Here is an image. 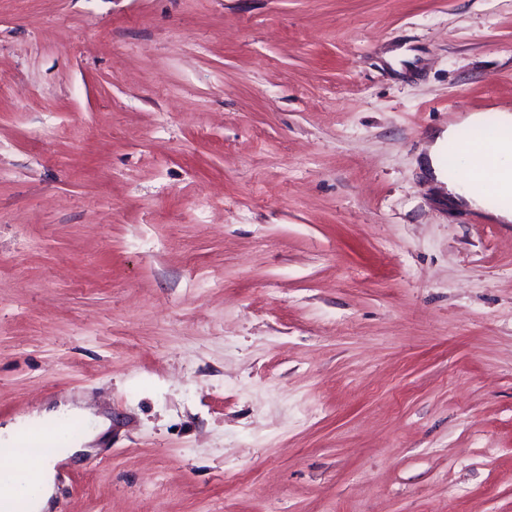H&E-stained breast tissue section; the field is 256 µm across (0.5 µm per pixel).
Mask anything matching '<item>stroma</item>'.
I'll return each instance as SVG.
<instances>
[{"mask_svg":"<svg viewBox=\"0 0 512 512\" xmlns=\"http://www.w3.org/2000/svg\"><path fill=\"white\" fill-rule=\"evenodd\" d=\"M512 0H0V421L53 512H512V224L426 140ZM63 417L81 418V410L70 403L59 402L50 411H43L41 414L34 413L31 416L6 422L4 426L0 427V446L6 450L14 447L15 437L22 430L37 435L50 436L54 434L56 429L49 428V426L56 425ZM43 443L46 445L45 448H49L45 451H41L34 455L27 456L24 452H16V450L8 451L7 455L8 457L5 459H2L3 462H12L15 466L22 470H30L31 462L37 466L38 463L46 458H53V459H60L63 458L64 455L67 452L68 445L64 442V431H62V436L56 438L52 441H43ZM35 477L38 481L37 493L32 500V508L35 511L49 507V501L54 490V465L47 462L42 467L36 469Z\"/></svg>","mask_w":512,"mask_h":512,"instance_id":"35a3bbf8","label":"stroma"}]
</instances>
